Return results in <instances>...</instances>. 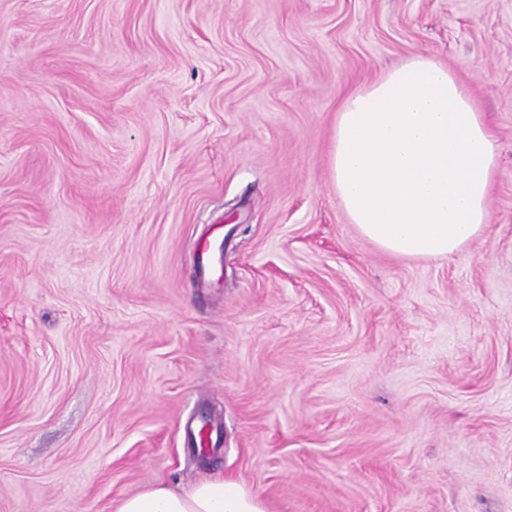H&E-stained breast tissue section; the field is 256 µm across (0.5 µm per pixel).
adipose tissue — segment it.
Segmentation results:
<instances>
[{
  "instance_id": "1",
  "label": "adipose tissue",
  "mask_w": 512,
  "mask_h": 512,
  "mask_svg": "<svg viewBox=\"0 0 512 512\" xmlns=\"http://www.w3.org/2000/svg\"><path fill=\"white\" fill-rule=\"evenodd\" d=\"M498 164L492 130L447 67L420 54L346 94L329 152L332 185L361 235L394 255L445 257L488 227ZM114 512H266L231 478L177 492L153 483Z\"/></svg>"
}]
</instances>
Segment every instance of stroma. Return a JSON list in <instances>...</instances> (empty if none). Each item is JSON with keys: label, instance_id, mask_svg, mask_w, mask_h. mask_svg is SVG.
<instances>
[{"label": "stroma", "instance_id": "1", "mask_svg": "<svg viewBox=\"0 0 512 512\" xmlns=\"http://www.w3.org/2000/svg\"><path fill=\"white\" fill-rule=\"evenodd\" d=\"M414 54L498 146L448 257L381 250L330 182L340 96ZM216 476L512 512V0H0V512Z\"/></svg>", "mask_w": 512, "mask_h": 512}]
</instances>
